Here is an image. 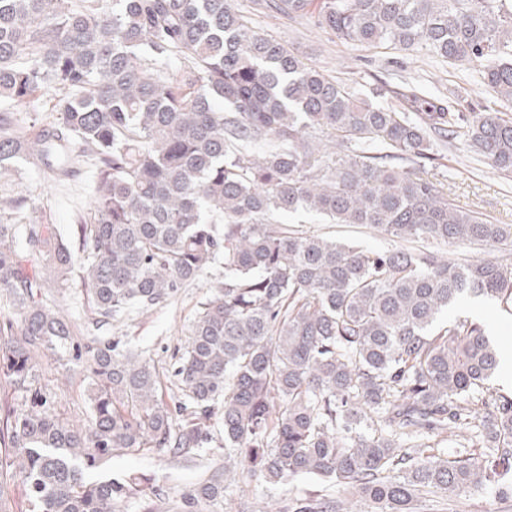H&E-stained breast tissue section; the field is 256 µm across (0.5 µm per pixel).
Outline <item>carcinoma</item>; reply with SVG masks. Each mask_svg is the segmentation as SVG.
<instances>
[{"label":"carcinoma","mask_w":512,"mask_h":512,"mask_svg":"<svg viewBox=\"0 0 512 512\" xmlns=\"http://www.w3.org/2000/svg\"><path fill=\"white\" fill-rule=\"evenodd\" d=\"M276 0L336 39L422 50L479 68L512 104V0ZM46 85L54 120L29 135L13 107ZM360 97L267 37L234 0H0V180L35 161L66 180L94 168L95 206L75 225L0 217V512H116L143 478L97 477L113 455L182 457L224 428V471L181 493L173 512L224 499L222 473L276 486L301 476L345 487L370 512H419L497 484L512 493V393L468 318L441 313L491 297L512 311V262L459 264L427 248L468 242L512 252V225L449 198L435 141L512 174V117L442 100L412 118ZM344 151L336 159L317 137ZM315 213L366 224L408 246L371 251L277 218ZM224 261L175 376L174 421L149 360L76 340L50 300L79 269L92 309L147 310ZM87 361L90 416L57 412L39 382L44 351ZM449 435L483 460L434 454ZM15 486V503L6 489ZM288 512H348L305 495Z\"/></svg>","instance_id":"obj_1"}]
</instances>
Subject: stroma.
Returning a JSON list of instances; mask_svg holds the SVG:
<instances>
[{
	"mask_svg": "<svg viewBox=\"0 0 512 512\" xmlns=\"http://www.w3.org/2000/svg\"><path fill=\"white\" fill-rule=\"evenodd\" d=\"M238 8L249 14L260 31L285 41L306 63L322 70L354 93L364 96L375 88L385 92V102H395V93L406 86L418 87L423 98L446 101L463 100L475 108L492 100L475 69L467 63H448L418 51L391 47L365 48L343 43L313 26L310 18L287 19L275 11L256 6L253 0H235ZM441 172L449 187V196L457 204L470 207L496 224H512V180L490 166L477 161L464 148L441 150ZM93 171L80 166L69 180L58 182L36 166L23 168L8 188H0V215L14 224H54L61 232H70L79 216L94 206ZM26 195L23 211L13 210L8 200ZM285 224L309 234L336 240L352 239L369 250L395 248L393 239L374 228L358 224H327L319 217L298 214L285 217ZM223 265H215L200 280L180 289L170 301L149 310L130 309L118 319L98 321L89 307L86 289L80 277H72L69 288L61 293L57 305L78 329L82 342L119 344L143 353L154 365L163 397L174 402L180 396L174 375L176 362L183 353L201 302L221 280ZM482 324L493 336L500 350L512 351V315L503 311L496 300L482 298L450 309L448 319L458 316ZM40 375L51 389L57 412L79 422L88 418L85 387L88 382L84 362L60 361L43 356ZM224 465V431L215 428L209 448L193 451L187 458L144 451L113 457L102 470L115 475L137 474L148 477L147 496L171 501L190 485L205 477L211 469ZM223 505L207 512H239L242 502L281 512L290 498L307 493L342 494V487L311 477H300L272 486L262 481L244 480L227 474Z\"/></svg>",
	"mask_w": 512,
	"mask_h": 512,
	"instance_id": "35a3bbf8",
	"label": "stroma"
}]
</instances>
